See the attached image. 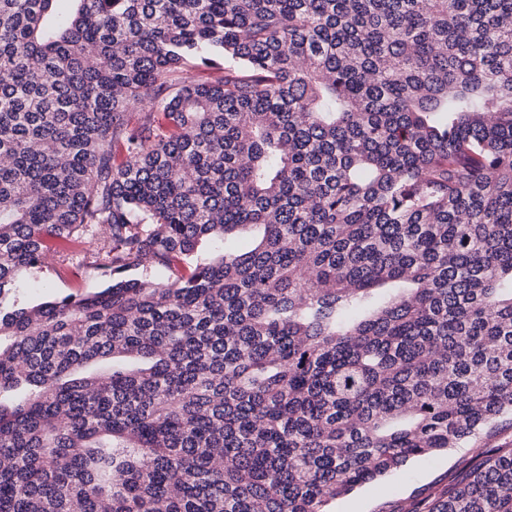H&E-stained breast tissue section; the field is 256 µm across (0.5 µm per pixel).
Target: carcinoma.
I'll return each instance as SVG.
<instances>
[{
    "label": "carcinoma",
    "mask_w": 512,
    "mask_h": 512,
    "mask_svg": "<svg viewBox=\"0 0 512 512\" xmlns=\"http://www.w3.org/2000/svg\"><path fill=\"white\" fill-rule=\"evenodd\" d=\"M88 227L112 284L6 303ZM511 429L512 0H0V512H330L477 442L378 512H512ZM475 455V448H451L448 452L411 459L400 469L336 499L329 509L332 512H375L389 495L407 497L419 486L437 488L440 478L448 476L449 480Z\"/></svg>",
    "instance_id": "1"
}]
</instances>
